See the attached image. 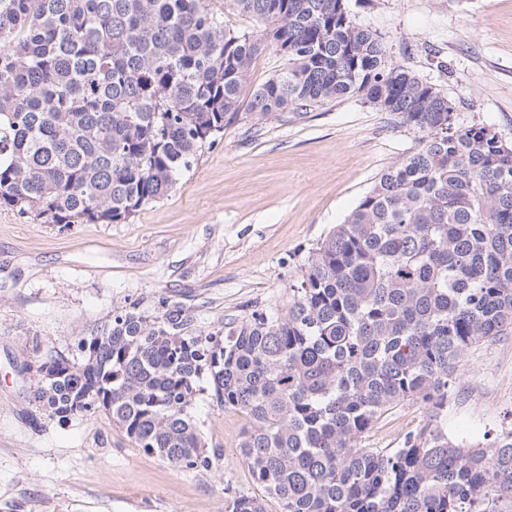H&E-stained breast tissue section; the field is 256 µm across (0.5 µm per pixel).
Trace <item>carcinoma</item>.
<instances>
[{
    "label": "carcinoma",
    "instance_id": "obj_1",
    "mask_svg": "<svg viewBox=\"0 0 512 512\" xmlns=\"http://www.w3.org/2000/svg\"><path fill=\"white\" fill-rule=\"evenodd\" d=\"M0 0V208L44 224H120L163 198L238 110L256 58L261 118L361 97L420 134L309 249L282 309L198 331L182 305L136 303L42 361L35 403L105 412L144 451L207 469L193 407L248 417L239 442L283 512H512V429L491 445L441 415L465 352L512 332V146L455 124L448 97L349 19L345 0ZM429 421L400 447L364 433L402 403ZM231 512H265L238 496Z\"/></svg>",
    "mask_w": 512,
    "mask_h": 512
}]
</instances>
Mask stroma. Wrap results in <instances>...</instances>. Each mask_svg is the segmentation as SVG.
Returning a JSON list of instances; mask_svg holds the SVG:
<instances>
[{"label":"stroma","mask_w":512,"mask_h":512,"mask_svg":"<svg viewBox=\"0 0 512 512\" xmlns=\"http://www.w3.org/2000/svg\"><path fill=\"white\" fill-rule=\"evenodd\" d=\"M390 62L447 95L459 125L491 126L512 144V0H346ZM284 64L258 57L236 118L174 188L122 224H44L0 208V512H230L264 498L238 443L245 413L199 397L209 469H179L138 448L101 411L61 422L35 404L38 361L78 362L79 342L138 303L177 302L201 331L283 307L308 250L343 223L376 176L419 135L359 98L267 119L251 92ZM426 406L389 410L366 448L398 447ZM448 433L492 443L512 429V333L472 346L448 396Z\"/></svg>","instance_id":"stroma-1"}]
</instances>
